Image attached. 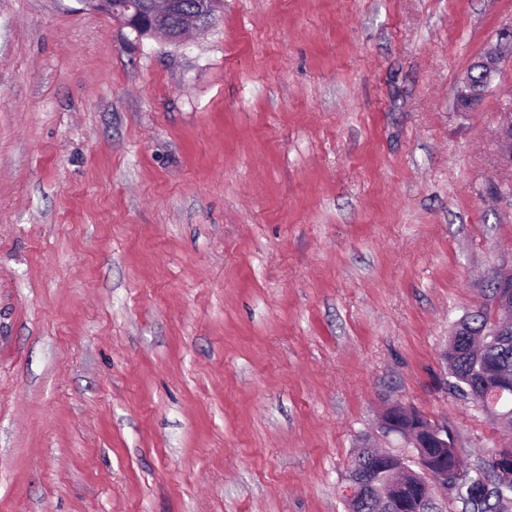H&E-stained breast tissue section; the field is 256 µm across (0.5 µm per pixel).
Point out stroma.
<instances>
[{
	"label": "stroma",
	"mask_w": 512,
	"mask_h": 512,
	"mask_svg": "<svg viewBox=\"0 0 512 512\" xmlns=\"http://www.w3.org/2000/svg\"><path fill=\"white\" fill-rule=\"evenodd\" d=\"M512 0H224L182 45L0 0V512H343L383 400L512 272ZM512 28L506 29L502 32L498 45L487 52L483 56L479 57L471 66L472 70H478L484 76V85L478 86L475 88L471 85L470 73L467 72L463 80V84L460 88L458 97H457V109L460 112L466 111L475 103H477L487 91H483L486 88H489L493 83L494 79L497 77L499 72L501 71L503 65L506 62H511L512 60ZM479 72L475 73V84H478L481 80V74Z\"/></svg>",
	"instance_id": "stroma-1"
}]
</instances>
